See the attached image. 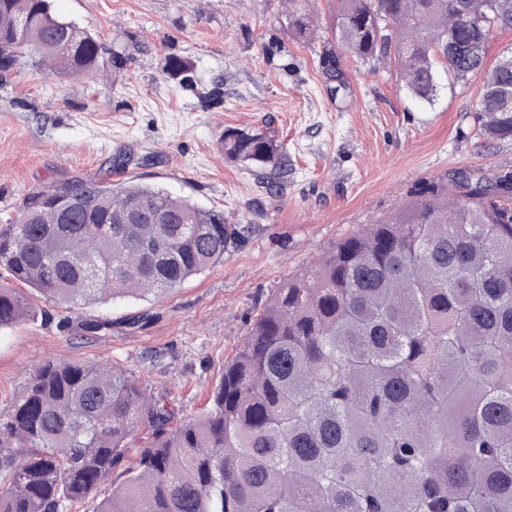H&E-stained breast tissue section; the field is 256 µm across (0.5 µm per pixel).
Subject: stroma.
Wrapping results in <instances>:
<instances>
[{
  "label": "stroma",
  "mask_w": 512,
  "mask_h": 512,
  "mask_svg": "<svg viewBox=\"0 0 512 512\" xmlns=\"http://www.w3.org/2000/svg\"><path fill=\"white\" fill-rule=\"evenodd\" d=\"M120 66L99 80L19 64L0 81V224L33 191L73 177L132 180L243 226L223 263L146 300L83 309L30 296V315L0 329V416L49 361L131 372L178 417L198 414L224 363L289 278L337 242L419 200L449 173L512 172V140L483 136L484 80L440 74L432 101L398 78L395 57L342 61L346 89L324 68L336 47V0H309L311 41L288 26L284 0H52ZM192 66L186 89L164 70ZM271 128L288 151V178L271 185L225 161L231 128ZM122 156L116 173L112 160ZM112 320L90 336L86 319Z\"/></svg>",
  "instance_id": "1"
}]
</instances>
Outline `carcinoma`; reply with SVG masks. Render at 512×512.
Here are the masks:
<instances>
[{
  "instance_id": "obj_1",
  "label": "carcinoma",
  "mask_w": 512,
  "mask_h": 512,
  "mask_svg": "<svg viewBox=\"0 0 512 512\" xmlns=\"http://www.w3.org/2000/svg\"><path fill=\"white\" fill-rule=\"evenodd\" d=\"M288 25L312 36L302 0ZM503 28L512 0H337L341 48L395 52L421 99L438 63L458 82L485 72L478 119L495 140L512 139V56L486 68ZM22 61L84 78L110 64L50 0H0V78ZM165 71L189 80L178 58ZM220 147L271 184L288 175L270 128L228 129ZM241 238L221 209L77 177L0 225V266L80 308L173 291ZM27 310L0 287V329ZM108 482L93 512H512V175L436 183L288 280L195 417L121 369H34L0 418V512H63Z\"/></svg>"
}]
</instances>
